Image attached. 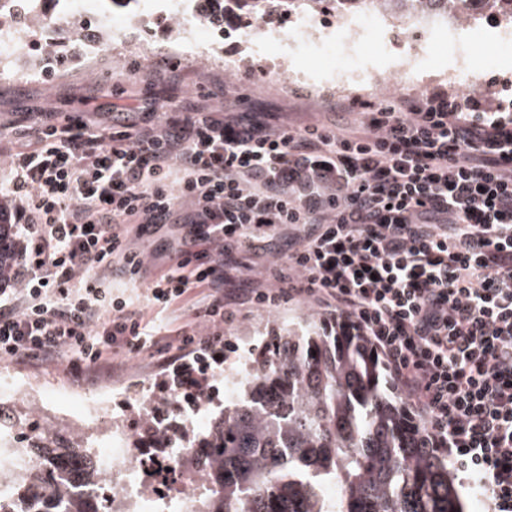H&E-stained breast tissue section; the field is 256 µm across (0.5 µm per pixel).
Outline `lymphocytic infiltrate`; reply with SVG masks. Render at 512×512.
Returning a JSON list of instances; mask_svg holds the SVG:
<instances>
[{
  "label": "lymphocytic infiltrate",
  "instance_id": "1",
  "mask_svg": "<svg viewBox=\"0 0 512 512\" xmlns=\"http://www.w3.org/2000/svg\"><path fill=\"white\" fill-rule=\"evenodd\" d=\"M0 219L25 245L0 289V358L104 368L157 341L145 309L187 304L181 354L224 335V251L295 230L288 274L246 308L291 300L365 337L426 447L512 512V98L437 91L357 127L271 123L200 104L182 124L37 123L0 150ZM183 211L173 265L145 229ZM167 227L169 226L160 229L151 228L149 233L137 240V244L144 246L152 260V269L164 268L173 262L170 253L166 250L168 242Z\"/></svg>",
  "mask_w": 512,
  "mask_h": 512
}]
</instances>
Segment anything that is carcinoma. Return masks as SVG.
<instances>
[{"instance_id": "carcinoma-1", "label": "carcinoma", "mask_w": 512, "mask_h": 512, "mask_svg": "<svg viewBox=\"0 0 512 512\" xmlns=\"http://www.w3.org/2000/svg\"><path fill=\"white\" fill-rule=\"evenodd\" d=\"M326 0H226L255 21L306 13ZM448 0H380L396 15L434 14ZM16 225L0 222V285L14 280ZM213 430L195 444L194 512H464L437 449L423 446L364 337L340 323L297 324L266 337L237 399L217 405ZM54 487L60 449L38 445ZM336 486V498L327 496ZM31 512H111L52 496Z\"/></svg>"}]
</instances>
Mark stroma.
<instances>
[{
	"label": "stroma",
	"instance_id": "35a3bbf8",
	"mask_svg": "<svg viewBox=\"0 0 512 512\" xmlns=\"http://www.w3.org/2000/svg\"><path fill=\"white\" fill-rule=\"evenodd\" d=\"M241 27L233 14H226L223 25L213 29L207 44L181 58L162 51L163 45L174 42L177 36L170 18L142 16L129 28L99 30L94 38V55H87L86 42L79 38L70 41L63 53H52L50 61L40 65L38 74L20 78L0 74V141L9 142L17 131V122L31 112H52L57 119L68 117L75 121L94 116L107 123L113 113L133 112L138 121L147 122L153 118V101L169 99L175 105L172 118L180 123L189 119L202 101L220 107L232 97L240 111L272 112L283 121L302 126L335 118L336 105L342 101L357 99L379 105L399 96L424 97L444 89L455 95L471 91L463 78L456 86H449L446 73L455 66L460 49L435 41V32L430 28L424 29V38L438 53L441 64L433 68L428 81L420 84L401 74L408 64L406 26L398 23L383 31L367 29L354 36L346 26L335 24V42L353 45L384 77L376 89L341 92L329 73L305 65L298 51L289 53L288 68L283 74L270 72L277 52L255 53L241 37ZM129 37L150 40L158 50L149 55L137 50L115 51V44ZM164 63L169 66L165 75L146 78V69ZM265 248L274 255V262H267L264 254L225 250L231 291L245 293L259 274L283 268L290 250L287 236H274ZM302 322L319 326L324 317L317 308L297 301L272 311L241 310L233 321L225 323L223 342L208 351L204 360L211 365L232 362L243 357L250 338L264 337L272 328ZM176 367L164 349L138 354L118 352L111 370L89 371L79 378L54 360L0 359V380L28 376L71 390L105 388L118 393L120 402L131 403L136 395L157 394L162 378L173 374Z\"/></svg>",
	"mask_w": 512,
	"mask_h": 512
}]
</instances>
